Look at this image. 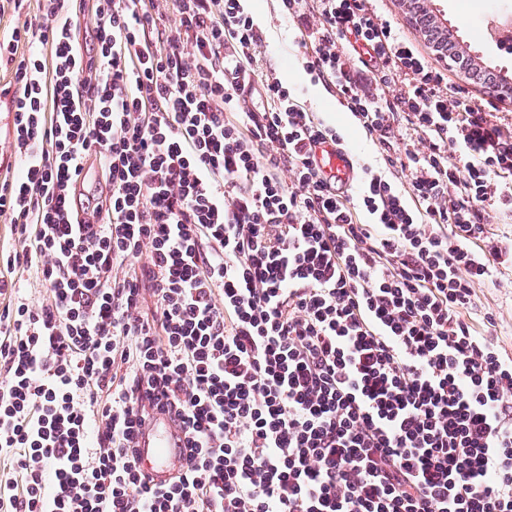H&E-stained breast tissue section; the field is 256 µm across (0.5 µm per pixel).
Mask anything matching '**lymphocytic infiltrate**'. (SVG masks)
<instances>
[{
  "instance_id": "f902f5d3",
  "label": "lymphocytic infiltrate",
  "mask_w": 512,
  "mask_h": 512,
  "mask_svg": "<svg viewBox=\"0 0 512 512\" xmlns=\"http://www.w3.org/2000/svg\"><path fill=\"white\" fill-rule=\"evenodd\" d=\"M163 2L97 0L88 48L85 0L0 31V512H512V355L466 317L512 264L485 217L512 215V124L442 91L369 0H280L305 70L384 147L338 190L316 151L345 139L257 80L244 0ZM90 153L112 198L77 224ZM153 407L186 440L160 487Z\"/></svg>"
}]
</instances>
